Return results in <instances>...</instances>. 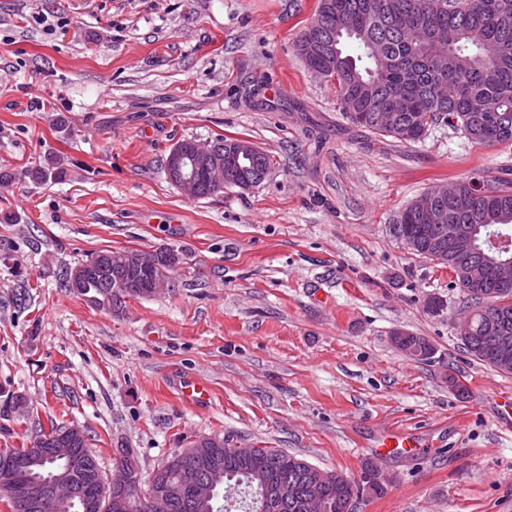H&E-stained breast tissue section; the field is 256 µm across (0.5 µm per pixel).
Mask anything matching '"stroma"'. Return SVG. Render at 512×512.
I'll use <instances>...</instances> for the list:
<instances>
[{"label":"stroma","mask_w":512,"mask_h":512,"mask_svg":"<svg viewBox=\"0 0 512 512\" xmlns=\"http://www.w3.org/2000/svg\"><path fill=\"white\" fill-rule=\"evenodd\" d=\"M317 2L0 0V403L19 399L0 448L30 446L50 414L107 473L123 451L147 474L216 435L354 477L379 461L388 490L361 512H512V374L463 351L447 269L391 232L430 187L512 178V144L349 124L296 52ZM219 134L270 174L187 197L163 157ZM51 152L66 178H26ZM163 246L185 258L172 292L111 312L60 284L99 250ZM432 296L444 314L424 312ZM396 329L434 362L398 351ZM195 381L211 402L183 399ZM394 433L416 448L381 455ZM390 336L391 342L397 350L418 362L431 360L435 356L434 346L422 336L414 335L402 329L393 330Z\"/></svg>","instance_id":"35a3bbf8"}]
</instances>
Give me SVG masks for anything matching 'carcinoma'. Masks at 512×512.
<instances>
[{
    "label": "carcinoma",
    "mask_w": 512,
    "mask_h": 512,
    "mask_svg": "<svg viewBox=\"0 0 512 512\" xmlns=\"http://www.w3.org/2000/svg\"><path fill=\"white\" fill-rule=\"evenodd\" d=\"M363 0H318L322 40L336 48V58L326 63L316 55L300 54L307 69L336 82L348 121L370 132L400 143L423 141L428 132L447 125L480 144L512 143V0H382L368 13ZM435 31L454 32L448 51L442 56L423 53L418 40L405 30L417 24ZM410 99L412 109L402 112L401 99ZM484 103L486 112L473 105ZM213 159H224L232 148H244L249 157L220 179L201 180L193 192L197 199L224 191V184L237 181L259 185L268 176L271 159L244 137L217 135L204 145ZM67 175L64 157L50 153L43 163L27 171L35 183L61 180ZM443 220L422 217L415 205L407 206L405 220L393 226L397 240L410 241V252L421 258L448 236V225L464 230L480 228L479 247L444 263L453 276L462 307L472 311L468 329L460 338L463 349L493 368L498 365V337L512 343V287L503 288L487 277L489 259L485 238L501 227L512 228V180L472 177L460 182L459 193L434 203ZM155 262L175 274L183 263L181 254L168 247L150 252ZM483 277L478 293L468 288V275ZM124 270L86 260L63 273L64 287L83 288L81 296L93 306L114 308L124 300L109 285ZM395 348L418 362L434 358L435 348L424 337L402 329L391 332ZM195 452L218 459L233 484L247 488L245 512H303L302 504L313 493L323 501V512H352L351 502H367L387 493L388 482L372 462L363 466L359 478L329 472L313 487L311 464L276 448H233L220 436ZM89 468L77 474L87 491L112 484L113 493L124 492L121 477L132 472L135 458L125 454L115 461L111 476L101 471L94 454L87 457ZM32 474L48 479L66 468L49 458L32 461ZM173 512H220L212 501L198 499L191 488L180 490Z\"/></svg>",
    "instance_id": "carcinoma-1"
}]
</instances>
